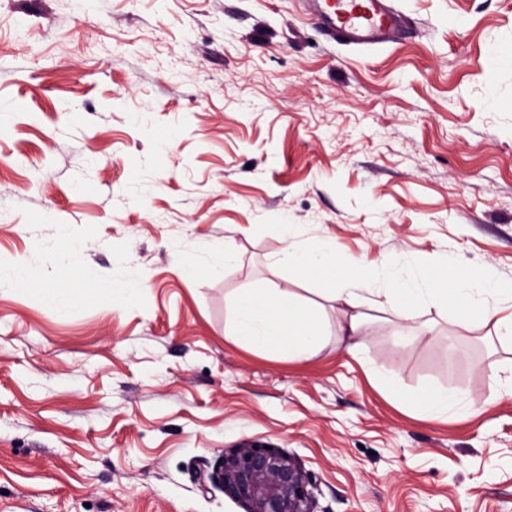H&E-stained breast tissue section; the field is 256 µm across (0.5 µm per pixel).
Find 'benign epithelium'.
Masks as SVG:
<instances>
[{
    "mask_svg": "<svg viewBox=\"0 0 512 512\" xmlns=\"http://www.w3.org/2000/svg\"><path fill=\"white\" fill-rule=\"evenodd\" d=\"M244 512H314L312 479L279 448L248 443L224 453L209 475Z\"/></svg>",
    "mask_w": 512,
    "mask_h": 512,
    "instance_id": "7a95c632",
    "label": "benign epithelium"
}]
</instances>
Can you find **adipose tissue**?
I'll return each instance as SVG.
<instances>
[{"mask_svg":"<svg viewBox=\"0 0 512 512\" xmlns=\"http://www.w3.org/2000/svg\"><path fill=\"white\" fill-rule=\"evenodd\" d=\"M276 262L295 265L301 277L328 283L327 298L335 302L336 314L328 316L324 309L274 283L237 289L227 299L225 335L264 346L274 356L303 361L332 337L351 339L355 349H362L371 322L363 310L369 293L385 296L393 313L404 318L416 307L441 304L458 313L462 331L478 330L488 343L512 346V315L500 314L504 291L491 269L432 265L408 274L400 256L377 263H347L331 244L308 249L292 240Z\"/></svg>","mask_w":512,"mask_h":512,"instance_id":"obj_1","label":"adipose tissue"}]
</instances>
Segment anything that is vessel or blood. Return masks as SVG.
<instances>
[{"instance_id":"1","label":"vessel or blood","mask_w":512,"mask_h":512,"mask_svg":"<svg viewBox=\"0 0 512 512\" xmlns=\"http://www.w3.org/2000/svg\"><path fill=\"white\" fill-rule=\"evenodd\" d=\"M328 34L362 45L393 41L404 29L391 0H312Z\"/></svg>"}]
</instances>
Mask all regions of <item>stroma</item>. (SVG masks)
Returning <instances> with one entry per match:
<instances>
[{
    "label": "stroma",
    "mask_w": 512,
    "mask_h": 512,
    "mask_svg": "<svg viewBox=\"0 0 512 512\" xmlns=\"http://www.w3.org/2000/svg\"><path fill=\"white\" fill-rule=\"evenodd\" d=\"M396 4L365 48L306 0H0V512H244L209 475L249 441L315 512H512V348L440 305L303 362L224 334L239 288L324 303L288 237L512 287V0ZM406 402L416 403L435 417L448 414H463L469 410V402L463 396H448V393L427 392L424 395H402Z\"/></svg>",
    "instance_id": "1"
}]
</instances>
